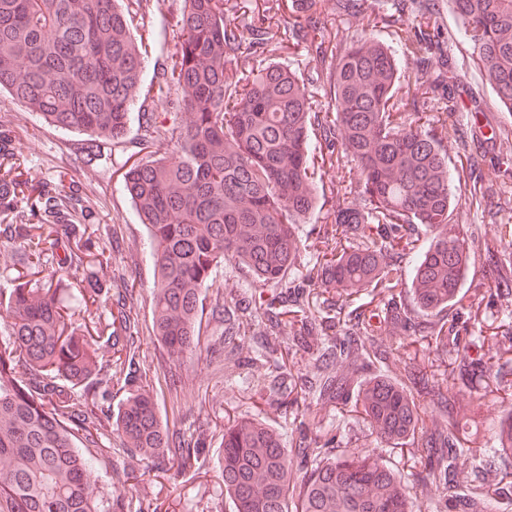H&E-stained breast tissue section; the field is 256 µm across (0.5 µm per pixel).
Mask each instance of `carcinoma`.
Returning <instances> with one entry per match:
<instances>
[{"mask_svg": "<svg viewBox=\"0 0 512 512\" xmlns=\"http://www.w3.org/2000/svg\"><path fill=\"white\" fill-rule=\"evenodd\" d=\"M140 0H0V92L47 123L84 136L93 158L121 142L133 117L141 134L124 185L153 247L151 336L168 359L200 348L203 301L223 264L269 285L245 299L216 297L224 351L253 332L256 359L271 363L258 391L269 409L298 420L291 441L269 424L240 417L224 425L222 476L233 512H414L399 469L351 451L348 433L322 431L325 410H350L387 448L406 449L420 481L436 485L435 512L512 508V413L494 425V447L464 467L457 401L495 369L489 392L512 395V252L491 272L495 287L471 284L472 231L454 224L448 150L425 128L429 101L465 108L450 70L402 75L400 59L421 61L437 43L429 0H397L390 22L400 49L381 41L367 0H336V15L361 21L363 34L329 50L320 0H288V26L272 31L266 12L239 26L224 0H183L171 62L142 91L144 56L131 30ZM478 52L488 82L512 110V0H448ZM301 47L314 66L303 80L275 49ZM414 92L397 96L401 78ZM328 88L315 104L308 86ZM165 102L182 110L168 122ZM320 157L348 164L365 202H342L309 244L319 263L282 286L300 265L298 225L317 205ZM15 130L0 121V257L19 266L0 287V512H99L88 455L112 425L140 462L173 455L192 466L191 436L172 437L153 394L134 369L137 321L123 299L108 305L112 331L94 347L51 281L32 278L51 262L80 278L83 312L103 288L91 253L95 216L79 185L29 175ZM428 231L427 246L420 231ZM416 258L409 294L396 291L397 261ZM481 335L473 334L475 326ZM406 349L390 376L393 348ZM435 354L425 360L423 355ZM118 386L109 413L74 402L75 386Z\"/></svg>", "mask_w": 512, "mask_h": 512, "instance_id": "obj_1", "label": "carcinoma"}]
</instances>
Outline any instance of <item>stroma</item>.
<instances>
[{
    "instance_id": "1",
    "label": "stroma",
    "mask_w": 512,
    "mask_h": 512,
    "mask_svg": "<svg viewBox=\"0 0 512 512\" xmlns=\"http://www.w3.org/2000/svg\"><path fill=\"white\" fill-rule=\"evenodd\" d=\"M183 8V0H141L132 17V30L146 47L149 66L165 64L175 50L179 35L172 19ZM435 28L441 46L448 53L450 65L461 85L480 104L476 119L462 112H448L446 103L436 99L428 106L427 115L449 152H456L463 140H472L471 122H478L484 139L478 151L479 165L471 175L455 184L459 201L456 210L459 223L471 225L476 262L471 278H481L492 265L491 252H512V241L499 238L498 225L512 221V178L499 170L498 155L512 150V112L499 102L492 86L476 63L475 53L463 37L461 24L448 8V0H437ZM0 118L8 120L16 131L15 145L24 155L31 174L52 178L65 176L82 185L90 208L96 212L98 224L89 228L97 250L112 257V266L99 277L110 294L125 292L127 302L138 321L140 342L136 366L158 405V411L170 430L179 434L202 433L206 446L198 461L179 476H172L170 461L160 460L144 466L119 446L112 431L102 437L104 454L95 455L91 478L95 482L100 512H112V484L126 480L129 492L123 512H138L153 503L159 512H231L224 496L221 451L224 424L228 417L243 414L266 420L284 437H291L295 425L291 415L270 412L255 392L260 387L265 366L234 368L224 362V327L211 314L203 316V338L200 351L180 362L163 355L160 346L149 335L153 265L147 233L132 207L122 183V167L139 135L137 124H130L122 145L112 148L105 163L88 165L80 149V136L66 133L40 120L34 112L0 95ZM492 187L495 207L492 213L469 208L466 199L473 184ZM356 188L343 181L336 165H326L319 187V207L306 224L301 236H315L325 222L328 210L339 199L355 200ZM459 401L480 410L484 417L478 424H464L468 445L476 453L491 446V425L498 416L512 411V397L492 398L482 389L466 390Z\"/></svg>"
}]
</instances>
